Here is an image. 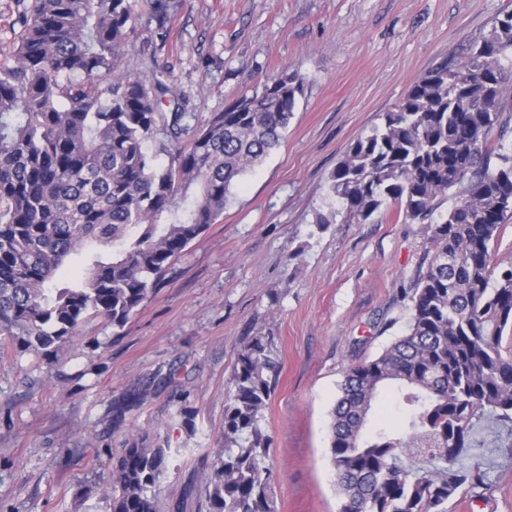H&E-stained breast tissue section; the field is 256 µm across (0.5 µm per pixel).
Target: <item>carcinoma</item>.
Returning a JSON list of instances; mask_svg holds the SVG:
<instances>
[{
  "mask_svg": "<svg viewBox=\"0 0 512 512\" xmlns=\"http://www.w3.org/2000/svg\"><path fill=\"white\" fill-rule=\"evenodd\" d=\"M17 2L20 41L0 62V336L47 353L89 316L125 326L279 146L304 78L284 68L203 118L169 65L149 76L121 68L130 0ZM510 86L507 13L460 60L418 79L330 176L348 219L396 203L426 236V267L403 289L407 331L345 373L331 411L339 512H448L461 487L483 483L486 449L512 447V266L492 258L512 219V151L490 144ZM275 383L256 339L238 354L208 512H274L259 422ZM387 384L402 422L369 432ZM169 453L121 450L112 512H156Z\"/></svg>",
  "mask_w": 512,
  "mask_h": 512,
  "instance_id": "obj_1",
  "label": "carcinoma"
}]
</instances>
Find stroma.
Here are the masks:
<instances>
[{
  "mask_svg": "<svg viewBox=\"0 0 512 512\" xmlns=\"http://www.w3.org/2000/svg\"><path fill=\"white\" fill-rule=\"evenodd\" d=\"M166 39L135 0L123 62L167 63L202 115L285 67L304 92L279 148L232 188L218 223L170 265L123 328L83 322L49 354L0 349V512H112L129 441L168 442L157 512H206L239 353L264 337L278 367L262 431L275 512H339L330 412L347 370L406 328L400 291L423 263L422 225L390 204L346 222L329 178L413 84L488 34L512 0H166ZM337 214L317 225V213ZM145 392L137 405L125 395ZM448 512H512V448Z\"/></svg>",
  "mask_w": 512,
  "mask_h": 512,
  "instance_id": "35a3bbf8",
  "label": "stroma"
}]
</instances>
